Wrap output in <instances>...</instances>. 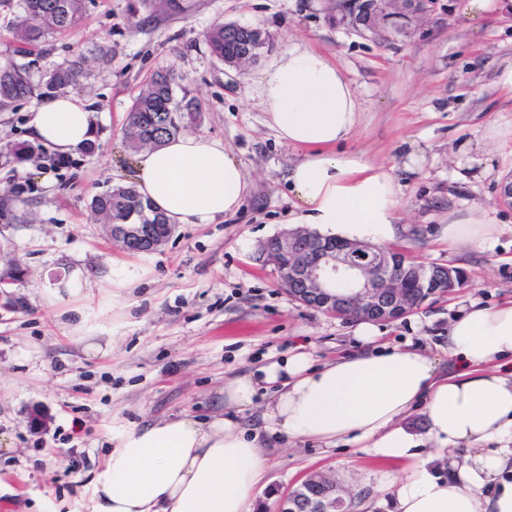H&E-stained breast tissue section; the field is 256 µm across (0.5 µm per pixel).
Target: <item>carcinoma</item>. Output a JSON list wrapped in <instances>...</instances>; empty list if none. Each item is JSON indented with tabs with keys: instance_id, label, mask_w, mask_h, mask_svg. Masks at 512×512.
Instances as JSON below:
<instances>
[{
	"instance_id": "obj_1",
	"label": "carcinoma",
	"mask_w": 512,
	"mask_h": 512,
	"mask_svg": "<svg viewBox=\"0 0 512 512\" xmlns=\"http://www.w3.org/2000/svg\"><path fill=\"white\" fill-rule=\"evenodd\" d=\"M13 15L12 37L17 52L38 47L48 35L71 30L84 11V0H0V12ZM255 28L235 22L219 23L205 33L212 55L219 61L233 62L241 71L261 57L255 52L244 55L253 41ZM85 77L81 61L58 65L33 81L28 65L13 59L0 63V110L11 108L17 101L40 94H64L81 86ZM202 103L186 88L176 95L174 78L158 73L135 96L125 124L123 140L128 150L161 147L182 131L199 123ZM36 155H47L41 144L14 143L5 147L3 157L17 161ZM92 213L102 224H165L167 219L153 211L134 186L116 184L96 195L90 203Z\"/></svg>"
}]
</instances>
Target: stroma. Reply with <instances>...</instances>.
Instances as JSON below:
<instances>
[{"label":"stroma","mask_w":512,"mask_h":512,"mask_svg":"<svg viewBox=\"0 0 512 512\" xmlns=\"http://www.w3.org/2000/svg\"><path fill=\"white\" fill-rule=\"evenodd\" d=\"M152 14L146 0H86L73 30L32 56L33 76L82 59L79 97L94 114V150L75 149L60 165L0 160V269L20 265L16 303L0 301V512H89L88 481L121 435L147 422L224 411L225 378L307 352L321 364L364 351L356 320L292 301L261 241L288 229L290 165L304 149L282 143L250 88L262 66L241 72L211 56L213 25H254L272 55L305 43L336 62L357 96L347 151L390 170L399 186L391 248L460 268L467 279L393 322L378 323V348L418 349L453 369L448 323L469 301L512 299V138L488 143L489 125L512 128V94L498 83L512 64V0L478 19L460 0H437L408 34L379 41L333 26L328 0H179ZM173 71L202 103L195 133L240 162L249 191L236 213L210 224H178L152 253L112 242L90 210L94 195L131 183L134 156L121 129L134 96L156 72ZM34 99L0 112V148L30 140ZM494 209L505 229L494 244L448 243V214ZM79 274L80 293L49 304L56 279ZM44 427H35L33 415ZM265 486L256 512L320 473L362 493L357 512H384L403 464L362 448H327L266 433Z\"/></svg>","instance_id":"stroma-1"}]
</instances>
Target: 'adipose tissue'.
Listing matches in <instances>:
<instances>
[{"instance_id":"1","label":"adipose tissue","mask_w":512,"mask_h":512,"mask_svg":"<svg viewBox=\"0 0 512 512\" xmlns=\"http://www.w3.org/2000/svg\"><path fill=\"white\" fill-rule=\"evenodd\" d=\"M268 124L307 154L288 171L296 224H317L386 242L394 235L397 189L392 173L343 151L357 123L356 94L326 55L304 44L273 57L256 82ZM94 115L74 95L41 99L36 139L65 153L92 136ZM134 184L172 224H209L242 205L248 181L225 147L181 135L136 156ZM495 218L468 213L448 220L452 245L496 239ZM459 370L411 350L368 351L314 366L305 353L225 382L228 405L248 408L263 383L277 395L262 427L234 417L184 414L124 434L91 479L92 512H252L266 468L260 436L274 431L330 446L360 444L374 458L401 462L405 474L387 512H512V299L473 303L448 327ZM423 405L426 436L402 418ZM467 443L466 455L455 447ZM447 477L433 473L434 462Z\"/></svg>"}]
</instances>
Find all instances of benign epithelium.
Instances as JSON below:
<instances>
[{
    "label": "benign epithelium",
    "mask_w": 512,
    "mask_h": 512,
    "mask_svg": "<svg viewBox=\"0 0 512 512\" xmlns=\"http://www.w3.org/2000/svg\"><path fill=\"white\" fill-rule=\"evenodd\" d=\"M434 4L435 0H358L351 6L348 0H336V19L362 36L405 34L408 25ZM107 228L121 244L148 241L157 250L169 241L155 235L154 224H109ZM260 251L266 261L283 270L281 282L290 299L327 314L352 308L361 320H397L411 311L415 289L432 294L436 285L458 276L449 266L436 268L367 241L317 237L304 227L264 241ZM21 280L13 266L0 271V298L14 300L7 287ZM308 481L324 489L323 497L308 503L310 512L350 509V493L341 483L322 474Z\"/></svg>",
    "instance_id": "benign-epithelium-1"
}]
</instances>
